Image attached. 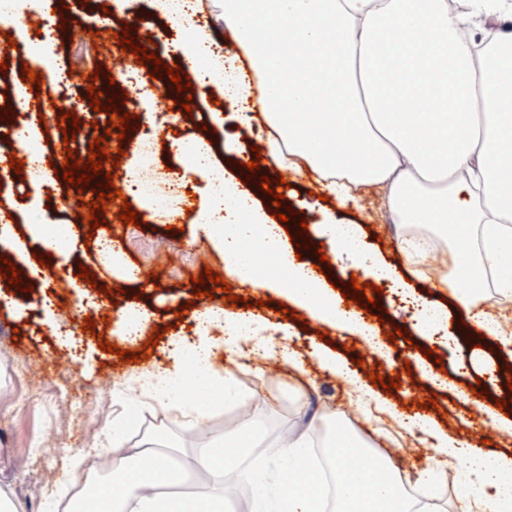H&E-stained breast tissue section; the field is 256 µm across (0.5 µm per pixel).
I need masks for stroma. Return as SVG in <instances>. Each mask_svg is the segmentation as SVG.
<instances>
[{
  "label": "stroma",
  "instance_id": "35a3bbf8",
  "mask_svg": "<svg viewBox=\"0 0 512 512\" xmlns=\"http://www.w3.org/2000/svg\"><path fill=\"white\" fill-rule=\"evenodd\" d=\"M64 28L54 31L52 40L38 35L29 21L10 20L0 23V61L8 63L6 76L0 77V104L15 99L41 96L49 102L46 110V140L40 141L45 163L61 168L67 150L84 156L93 138L106 136V147L116 150L117 135L108 134L111 115L93 111L83 92L85 77L95 69L104 75L97 85L104 97H111V76L117 75L114 60L119 53L116 32L138 21L151 36L152 50L168 66L182 65L183 51L189 35L164 9V0H139L138 10H130L127 0H60ZM97 38H90V31ZM43 55L49 66L62 69L64 82L44 80L41 85L24 81L22 68L31 54ZM223 94L217 87L198 89L190 103V112L179 109L174 98L157 99L159 109L178 114L173 128L159 135L156 146V169L161 189L184 174L180 157L172 154L173 138L194 137L197 126H204L218 165L227 175L241 178L238 166L256 145L252 137L221 103ZM75 113L82 121L72 142H64L56 120L59 111ZM284 189V203L304 218L307 226L319 225L324 215H332L339 224L353 225L367 248L391 272L380 281L383 290L381 317L366 316L376 336L374 343L340 327L309 318L307 326L295 319L263 309L260 321L263 334L270 341L267 357H230L218 353L216 368L233 381L242 404L217 406L203 431L185 428L179 412L171 407L147 402L141 395L137 377L166 363L172 339L196 340L194 314L209 306L224 304L223 291L209 297H196L193 277L204 269L223 275L226 284L235 286L243 302L237 313H244L249 302L270 300L287 302L286 291L265 288H242L236 277L226 274L224 257L204 236L195 215L199 200L184 195L174 212L164 222L152 219L147 210H139V223L132 226L119 220L121 199L108 203L105 225L96 229L74 227L75 218L83 214V203L95 200L93 191L78 192L63 178L41 188L30 179L4 172L0 175V196L12 193L19 204L38 202L47 224L72 225L76 243L68 257L54 256L50 265L39 264L33 256L19 257L3 245V238L27 234L26 225L0 226V255L9 257L19 269L28 292L8 288L0 278V491L5 492L22 512H42L43 494L59 491L71 497L75 474L73 461L85 449L104 445L102 430L113 420L128 415L138 420L137 429L127 440L131 448H170L176 459L192 474V491L207 490L209 479L199 468L196 458L201 448L231 429L260 424L261 437L247 452L246 460L229 467L224 475V508L235 512L238 492L250 494V512H260L261 501L255 499L257 484L266 482L267 467L279 461V430L295 429L301 409L315 412L316 428L339 424L352 433H363L374 446L393 448L410 443L424 454L423 460L405 458L399 470L405 489L417 492L419 478L432 464L440 462L436 480L444 512H459L464 495L462 485L450 473L456 460L437 456L422 437L410 434L401 424L406 414H424L442 436L451 439L471 438L482 451L503 461L512 460V429L485 427L472 433L467 419L470 405L460 399V392L475 384L478 374L459 368L460 359L469 358L473 345L459 340L458 328L468 312L450 297L443 274L421 271L419 259H407L400 249L402 231L388 218L384 192L376 185L360 186L355 204L342 207L336 200L321 201L312 174L289 173ZM111 240L115 257L101 258L100 239ZM94 273L96 284L79 278V266ZM136 267L138 279L125 281L124 266ZM411 294L439 307L448 318V333L432 335L419 329L412 306L403 301ZM192 310L181 313L184 302ZM145 307L152 312V326L162 327L164 334L149 357L137 363L122 362L123 350H140L145 340L124 339V311ZM95 320L94 332L84 330L85 318ZM407 327L408 335L396 340L385 337L392 325ZM117 346V353L101 349V341ZM290 345L301 356L296 366H286L278 375L269 370L276 363L275 351ZM431 349L433 358H424L423 349ZM377 359L380 376H399L400 388L389 394L382 386L371 383V366H358V359ZM350 368L353 377L345 379L329 369V362ZM485 361L493 377L485 381L489 392L481 400L483 409L494 410L496 400L512 399L507 388L512 378V357L501 348L487 352ZM411 374H403V367ZM436 397V409L418 411L413 402L416 394Z\"/></svg>",
  "mask_w": 512,
  "mask_h": 512
}]
</instances>
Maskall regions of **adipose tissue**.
I'll list each match as a JSON object with an SVG mask.
<instances>
[{
    "mask_svg": "<svg viewBox=\"0 0 512 512\" xmlns=\"http://www.w3.org/2000/svg\"><path fill=\"white\" fill-rule=\"evenodd\" d=\"M473 11L452 12L448 0H224V22L250 50L249 65L234 54L209 60L198 37L190 0H180L175 21L194 32L184 65L201 87L217 86L239 121L264 141L271 157L294 171L309 169L340 205L356 200L358 187L386 191L399 224L451 230V254L459 280L479 285L492 277L512 296V34L496 36L490 52L476 58ZM184 160L180 187L206 181L200 215L210 244L224 255L229 274L259 285L246 245L276 257L280 284L298 304L333 322H354L327 292L279 225L266 224L248 188L225 180L209 185L212 150L201 138L178 143ZM263 238H256L258 226ZM332 249L345 250L354 267L388 278L361 240L334 221L319 233ZM201 335L224 328V349L235 353L257 344L248 320L210 308L196 316ZM173 368L144 376L152 400L183 409L189 427L203 426L216 378L209 344L176 347ZM195 361L198 395H190L182 369ZM237 429L203 448L198 465L212 492L172 494L182 469L164 451L115 458L106 481L108 497L84 496L79 512H224L225 449L255 439ZM437 453L460 462L467 486L461 512H512V462L489 457L465 440H438ZM285 463L274 465L279 496L271 512H321V483L308 454L307 433L296 429L284 443ZM331 461L337 492L349 512H433L401 487L403 478L384 460L368 457L346 428L336 430Z\"/></svg>",
    "mask_w": 512,
    "mask_h": 512,
    "instance_id": "obj_1",
    "label": "adipose tissue"
}]
</instances>
